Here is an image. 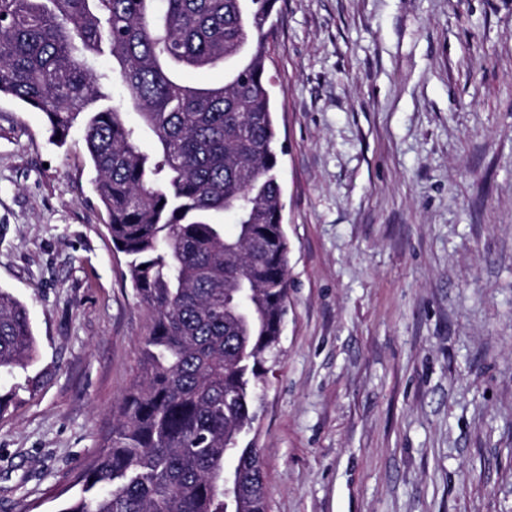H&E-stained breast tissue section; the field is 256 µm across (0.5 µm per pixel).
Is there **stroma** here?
Here are the masks:
<instances>
[{
	"instance_id": "1",
	"label": "stroma",
	"mask_w": 512,
	"mask_h": 512,
	"mask_svg": "<svg viewBox=\"0 0 512 512\" xmlns=\"http://www.w3.org/2000/svg\"><path fill=\"white\" fill-rule=\"evenodd\" d=\"M288 314L267 363L268 512H512V0H277ZM81 128L0 98V512H58L150 315ZM35 336L27 307L0 289V370L25 366L32 358Z\"/></svg>"
}]
</instances>
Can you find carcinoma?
<instances>
[{"label":"carcinoma","mask_w":512,"mask_h":512,"mask_svg":"<svg viewBox=\"0 0 512 512\" xmlns=\"http://www.w3.org/2000/svg\"><path fill=\"white\" fill-rule=\"evenodd\" d=\"M275 2L0 0V97L44 113L61 143L82 128L108 233L151 314L112 432L59 512H267L260 455L244 439L289 287L266 77ZM106 50L112 68L100 71ZM216 68L219 83L183 78ZM115 85L119 103L100 105ZM221 212L234 232L213 221ZM34 347L27 307L0 288V370L25 366Z\"/></svg>","instance_id":"1"}]
</instances>
